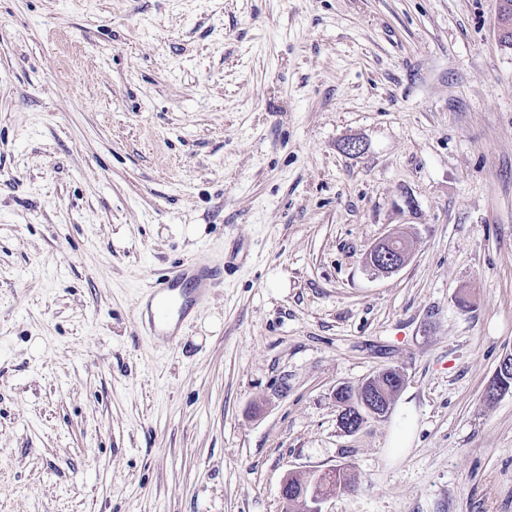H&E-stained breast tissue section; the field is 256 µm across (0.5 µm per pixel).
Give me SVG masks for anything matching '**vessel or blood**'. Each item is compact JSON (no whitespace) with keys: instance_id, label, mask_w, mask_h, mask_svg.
Masks as SVG:
<instances>
[{"instance_id":"vessel-or-blood-1","label":"vessel or blood","mask_w":512,"mask_h":512,"mask_svg":"<svg viewBox=\"0 0 512 512\" xmlns=\"http://www.w3.org/2000/svg\"><path fill=\"white\" fill-rule=\"evenodd\" d=\"M212 275L204 264L182 262L162 279L150 283L144 321L150 335L175 337L187 311L208 295Z\"/></svg>"}]
</instances>
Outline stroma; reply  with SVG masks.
<instances>
[{"label":"stroma","instance_id":"35a3bbf8","mask_svg":"<svg viewBox=\"0 0 512 512\" xmlns=\"http://www.w3.org/2000/svg\"><path fill=\"white\" fill-rule=\"evenodd\" d=\"M496 12L0 0V512H284L287 473L335 466L324 512H512ZM397 224L414 255L375 274ZM243 253L175 339L144 331L172 264ZM386 367L390 414L344 433L337 387Z\"/></svg>","mask_w":512,"mask_h":512}]
</instances>
